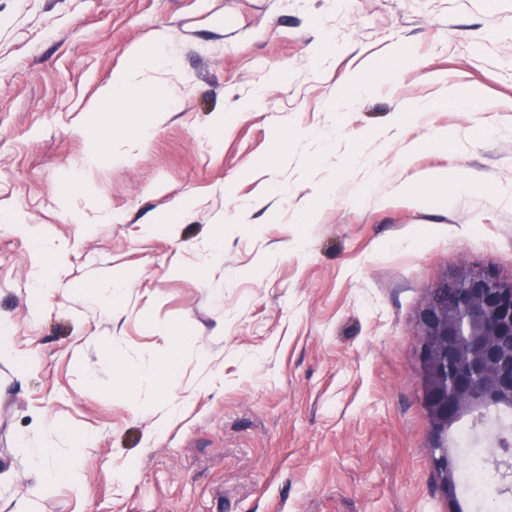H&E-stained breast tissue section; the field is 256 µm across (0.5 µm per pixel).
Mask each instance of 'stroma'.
Segmentation results:
<instances>
[{"label": "stroma", "instance_id": "1", "mask_svg": "<svg viewBox=\"0 0 512 512\" xmlns=\"http://www.w3.org/2000/svg\"><path fill=\"white\" fill-rule=\"evenodd\" d=\"M162 31L139 146L100 93ZM12 214L68 245L42 297ZM461 266L512 275V0H0V512H448L414 345ZM183 336L166 398L113 385ZM57 433L58 429L52 425L47 428L44 437L36 445L24 448L33 471L44 486L63 476L77 479L84 448L87 447L86 436L73 434L70 455L64 463L58 464L52 451L53 439Z\"/></svg>", "mask_w": 512, "mask_h": 512}]
</instances>
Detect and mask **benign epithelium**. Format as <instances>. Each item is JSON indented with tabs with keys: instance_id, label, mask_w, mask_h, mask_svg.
I'll return each mask as SVG.
<instances>
[{
	"instance_id": "obj_1",
	"label": "benign epithelium",
	"mask_w": 512,
	"mask_h": 512,
	"mask_svg": "<svg viewBox=\"0 0 512 512\" xmlns=\"http://www.w3.org/2000/svg\"><path fill=\"white\" fill-rule=\"evenodd\" d=\"M416 336L436 473L448 512H460L448 430L477 403L512 404V278L465 268L440 281L418 314Z\"/></svg>"
}]
</instances>
